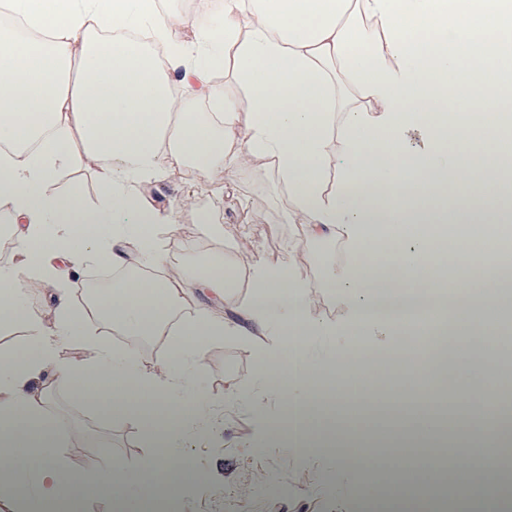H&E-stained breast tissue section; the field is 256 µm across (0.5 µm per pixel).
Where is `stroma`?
<instances>
[{
    "label": "stroma",
    "mask_w": 512,
    "mask_h": 512,
    "mask_svg": "<svg viewBox=\"0 0 512 512\" xmlns=\"http://www.w3.org/2000/svg\"><path fill=\"white\" fill-rule=\"evenodd\" d=\"M140 189L171 208L181 227L178 236L162 242L166 264L203 258L213 246L203 232L207 224L219 228L225 241L249 240V248L232 257L241 277L257 262L278 263L288 256L296 229L288 222V194L270 168L254 166L230 184L220 169L185 176L171 168ZM200 377L213 413L204 431L185 433L177 446L207 479L181 487L175 512H359L361 493L349 474L323 458L270 447V428L284 413L279 398L257 379L255 348L237 336L213 339ZM230 377L251 381V402L225 394ZM70 389L67 379L57 378L51 407L82 432L83 447L66 450L72 463L107 462L137 471L152 453L142 423L96 404H74Z\"/></svg>",
    "instance_id": "1"
}]
</instances>
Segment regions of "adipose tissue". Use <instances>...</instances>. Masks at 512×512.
<instances>
[{
    "instance_id": "adipose-tissue-1",
    "label": "adipose tissue",
    "mask_w": 512,
    "mask_h": 512,
    "mask_svg": "<svg viewBox=\"0 0 512 512\" xmlns=\"http://www.w3.org/2000/svg\"><path fill=\"white\" fill-rule=\"evenodd\" d=\"M9 9L26 33L0 29V213L15 237L12 259L0 267V332L20 328L23 340L0 352V512H72L92 495L137 512L185 481H205L175 441L211 414L199 376L206 346L225 334L264 335L272 323L276 350L260 354L257 374L268 393L288 397L273 445L329 457L384 512L431 505V411L400 409L397 437L366 443L358 418L342 409L328 417L311 404L318 380L331 373L378 398L430 394L390 370L433 368L443 358L458 373H479L477 399L503 388L487 353L501 343L506 307L493 290L506 263L495 244L507 195L498 158L512 154V113L499 80L512 78V49L491 47L477 32L512 26V0H224L217 27L202 17L172 26L157 0H9ZM419 27L442 31L444 45L417 42ZM220 69L246 93L247 112L216 82ZM173 70L209 104L208 118L177 94ZM413 130L425 146L406 165ZM452 143L478 144V158L461 159ZM188 161L204 174L223 166L228 181L266 164L288 191V221L303 241L335 239L344 259L318 286L297 250L287 261L258 263L241 303L224 259L246 243L218 241L211 226L217 244L202 284L223 290L239 318L181 317L189 286L182 269L114 280L87 309L57 290L45 326L27 297L54 287L59 262L121 271L132 251L158 255L160 235L178 226L135 185ZM87 166L100 172V206L89 207L76 188L51 192L60 170ZM460 222L474 227L472 273L436 279L438 267L459 259L437 227ZM414 281L423 295L413 294ZM443 291L460 338L444 356L430 342L435 328L417 320L440 311ZM327 294L341 309L344 340L319 316ZM93 314L130 336L168 337L165 356L146 369L134 353L90 338ZM412 332L424 339L415 351L383 355L370 341ZM62 343L82 347L87 360L59 362ZM55 374L69 380L73 401L147 421L156 452L138 473L68 462L64 449L77 432L48 408ZM454 432L445 456L455 506L512 501L495 418L457 420Z\"/></svg>"
}]
</instances>
